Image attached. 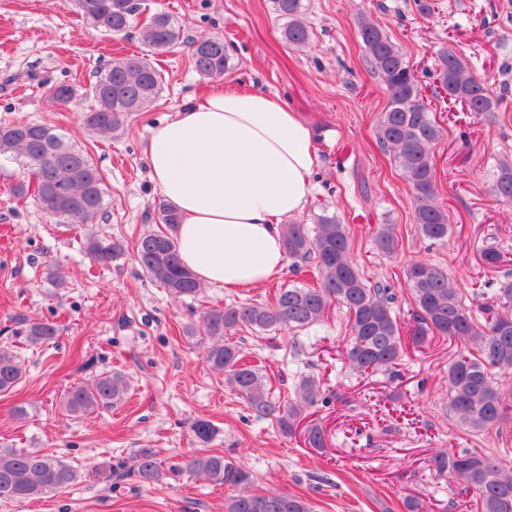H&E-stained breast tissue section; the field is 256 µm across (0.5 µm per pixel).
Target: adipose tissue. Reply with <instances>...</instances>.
I'll return each mask as SVG.
<instances>
[{
  "mask_svg": "<svg viewBox=\"0 0 512 512\" xmlns=\"http://www.w3.org/2000/svg\"><path fill=\"white\" fill-rule=\"evenodd\" d=\"M144 156L176 209V242L197 279L247 291L280 276L282 228L306 207L317 157L310 127L260 89L215 84L157 126Z\"/></svg>",
  "mask_w": 512,
  "mask_h": 512,
  "instance_id": "obj_1",
  "label": "adipose tissue"
}]
</instances>
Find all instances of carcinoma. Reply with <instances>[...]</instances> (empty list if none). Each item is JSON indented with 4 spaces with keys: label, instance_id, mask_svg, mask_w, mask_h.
Masks as SVG:
<instances>
[{
    "label": "carcinoma",
    "instance_id": "cac0c4a2",
    "mask_svg": "<svg viewBox=\"0 0 512 512\" xmlns=\"http://www.w3.org/2000/svg\"><path fill=\"white\" fill-rule=\"evenodd\" d=\"M78 14L94 29L119 40L140 24L141 42L149 52L163 54L183 43V34L167 12L155 11L140 23L146 0H74ZM276 17L284 21L282 37L296 50L310 41L304 0H272ZM358 36L365 60L389 93L378 126L381 149L401 170L412 190L414 221L422 237L433 244L448 241V214L436 202L432 156L440 127L420 98L409 60L382 29L362 22ZM193 64L200 75L221 76L229 54L221 37L189 42ZM438 77L449 98L490 120L502 99L470 75L461 59L449 50L437 56ZM161 90V75L147 55L123 56L95 75L90 94L96 107L81 115L83 126L107 134L119 129L134 112L149 106ZM0 157L17 162L29 175L16 186L18 195L33 193L45 213L58 224H92L103 211L106 191L103 177L83 150L46 123L23 119L0 121ZM494 198L512 204V161L498 162L491 188ZM156 216L162 227L141 235L134 258L146 276L175 299H195L202 288L194 273L182 265L173 233L179 217L172 205L161 201ZM289 257L310 264L318 286L291 285L278 288L260 303L230 304L207 309L197 322L185 327V336L204 344L209 368L224 375V387L240 398L259 419L270 421L279 433L293 435L305 419V409L324 401L319 383L304 376L295 383L294 398L280 401L260 368L247 361L242 350L225 342L228 333L253 335L283 329L302 332L327 318L332 303L345 309V362L357 373L388 371L407 352L426 340H449L460 349L448 360V412L464 434L478 437L500 431L512 422V400L501 391L496 375L512 374V281L498 283L490 298L474 305L441 266L414 260L404 270L413 305L414 325L403 334L398 296L387 282H371L354 259L353 236L336 220L321 214L316 224L283 226ZM378 248L386 255L397 252L398 239L389 225L376 231ZM91 260L105 264L122 255V245L109 238L92 236L86 241ZM484 265L499 269L512 259L488 245L481 251ZM50 320L18 317L11 335L31 347H41L59 335ZM25 360L16 347L0 345V393L11 392L25 376ZM127 381L119 372H103L88 384L73 386L63 399L66 413L80 419L120 403ZM196 440L210 443L216 428L207 419L191 425ZM311 448L326 446L324 431L316 424L305 427ZM432 467L464 485L477 497L480 512H512V462L481 448L459 451L441 449ZM186 472L232 487L237 494L224 502V512H314L307 498L279 491L251 492L249 470L220 454H195L165 469L152 448H140L132 456L129 472L144 485L162 483L167 472ZM77 471L64 460L39 451L0 450V502L38 499L72 486Z\"/></svg>",
    "mask_w": 512,
    "mask_h": 512
}]
</instances>
